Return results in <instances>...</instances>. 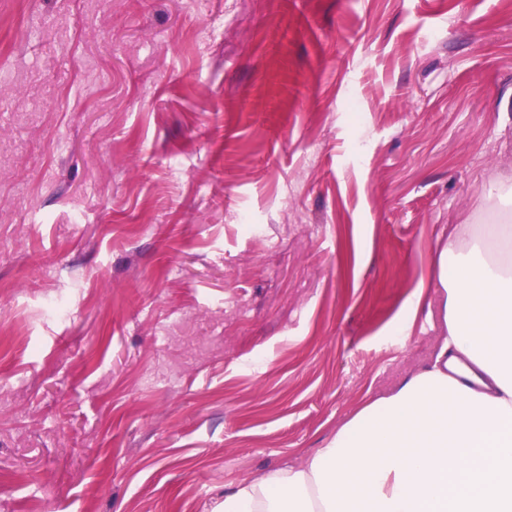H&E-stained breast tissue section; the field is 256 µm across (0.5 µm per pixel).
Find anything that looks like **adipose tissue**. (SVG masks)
I'll return each mask as SVG.
<instances>
[{
    "mask_svg": "<svg viewBox=\"0 0 512 512\" xmlns=\"http://www.w3.org/2000/svg\"><path fill=\"white\" fill-rule=\"evenodd\" d=\"M431 360L299 466L228 485L220 512H512V224H460L427 282Z\"/></svg>",
    "mask_w": 512,
    "mask_h": 512,
    "instance_id": "adipose-tissue-1",
    "label": "adipose tissue"
}]
</instances>
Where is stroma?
Segmentation results:
<instances>
[{"label":"stroma","instance_id":"obj_1","mask_svg":"<svg viewBox=\"0 0 512 512\" xmlns=\"http://www.w3.org/2000/svg\"><path fill=\"white\" fill-rule=\"evenodd\" d=\"M509 175L512 0H0V512L301 463Z\"/></svg>","mask_w":512,"mask_h":512}]
</instances>
